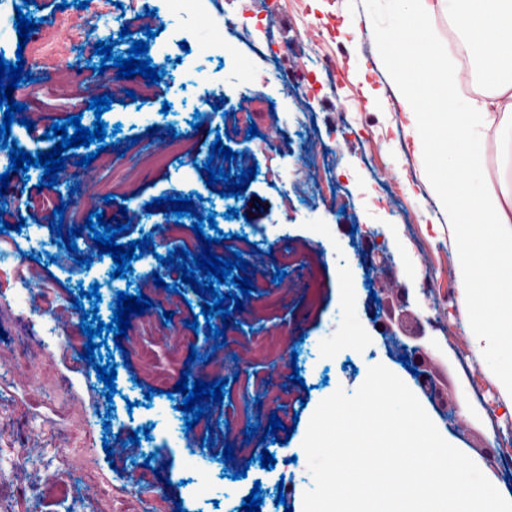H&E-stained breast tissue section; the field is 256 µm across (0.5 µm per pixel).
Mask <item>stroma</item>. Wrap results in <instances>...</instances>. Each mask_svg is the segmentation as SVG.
<instances>
[{"label":"stroma","mask_w":512,"mask_h":512,"mask_svg":"<svg viewBox=\"0 0 512 512\" xmlns=\"http://www.w3.org/2000/svg\"><path fill=\"white\" fill-rule=\"evenodd\" d=\"M62 0H0V32L16 35L17 14L39 23L16 57L35 63L39 81L20 84L14 99L25 105L33 129L12 124L11 137L28 153L48 151L44 134L52 123L80 115L82 126L102 120L113 130L107 150L81 165L86 148L68 151L53 192L38 190L43 168H30L9 182L0 232V502L13 512H241L253 487L264 497L260 512H302L314 484L302 447L318 404L337 389L354 393L371 366L381 364L414 394L422 389L402 366L398 346L383 332L385 307L370 295L374 273L364 245L365 225L395 232L389 266L406 290L401 344L420 347L448 371V401L470 410L454 428L442 409L428 415L444 439L488 468L501 491L512 488V471L497 456L502 431L512 423L497 387L479 372L474 337L462 329L456 286L455 232L448 224L434 182L437 168L413 153L402 126L401 100L386 62L364 36L374 30L366 0H210L222 17L226 47L245 59L258 83L241 81L223 68L224 56L203 57L194 36L173 39L175 28L164 0H98L95 10L62 7ZM129 28L120 37L121 28ZM149 41L148 55L163 70L161 82L142 76L119 78L116 67L96 73L97 41H114V55L132 42ZM113 94L102 116L88 105L92 96ZM200 128H193V121ZM175 128L184 148L166 153L151 126ZM257 137H249V126ZM136 144H129V137ZM235 151L232 173L256 167L239 197L224 196V183L207 187L200 166L215 139ZM163 163H154L156 154ZM114 202H105V195ZM181 194L194 199L199 214L214 215L222 258L241 253L254 290L242 309L231 310L226 333L233 349L219 348L209 335L211 317L198 329L186 322L200 314L201 296L182 283L161 257L195 240L192 217H176L151 199ZM67 199L64 228L81 229L77 252L58 247L49 230L52 212ZM235 208L239 217H228ZM120 220L128 216L139 233L151 235L153 253L132 260L124 277L100 254L84 224L90 211ZM37 213L38 222L28 219ZM327 225L328 234L318 232ZM91 256L81 267L76 255ZM428 257L421 274L405 270L407 258ZM287 281H273L276 271ZM163 286H156L155 278ZM98 285L100 302L80 299L81 288ZM146 295L144 314L130 315L124 338L103 332L98 353L112 357L115 394L83 355V311L110 321L117 294ZM172 312L165 321L164 312ZM282 344L284 357L245 356L254 337ZM197 361H189L190 353ZM207 383L226 380L222 403L193 428H186L183 397L174 387L182 371ZM284 424L276 443L246 437L230 417ZM149 428L147 439L128 443L133 431ZM213 448L202 447V440ZM234 458L223 461L225 446ZM273 454L274 468H261L260 452ZM208 485L198 495V485ZM286 505L276 502L278 492Z\"/></svg>","instance_id":"1"}]
</instances>
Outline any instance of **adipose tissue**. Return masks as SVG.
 <instances>
[{
	"label": "adipose tissue",
	"instance_id": "1",
	"mask_svg": "<svg viewBox=\"0 0 512 512\" xmlns=\"http://www.w3.org/2000/svg\"><path fill=\"white\" fill-rule=\"evenodd\" d=\"M378 18L399 28L435 22L441 15H462L458 50L445 55L432 40L430 56L416 61L410 74L394 70L392 80L408 119L405 128L414 152L431 158V119L414 90L429 72L430 59L445 58L439 68L448 100V135L465 141L468 163L456 152L441 166L463 168L459 179L438 181L448 221L456 230V281L466 318L462 327L480 341L483 374L512 404V298L504 292L503 265L512 257V0H371ZM480 80L485 92H465L466 79ZM495 133L497 179L489 181L484 164L487 131Z\"/></svg>",
	"mask_w": 512,
	"mask_h": 512
}]
</instances>
